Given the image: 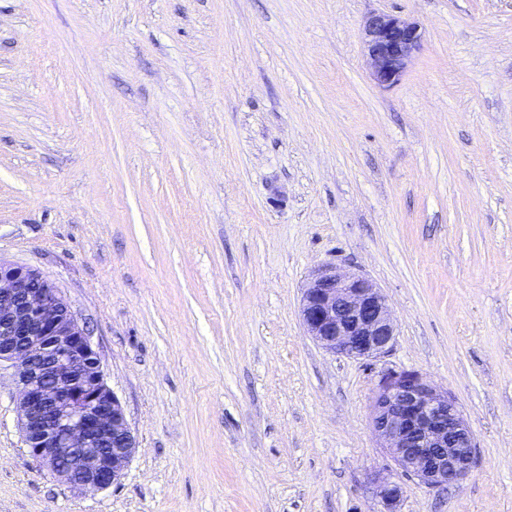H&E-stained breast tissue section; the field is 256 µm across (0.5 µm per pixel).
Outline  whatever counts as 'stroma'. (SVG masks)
I'll use <instances>...</instances> for the list:
<instances>
[{"label":"stroma","instance_id":"obj_1","mask_svg":"<svg viewBox=\"0 0 512 512\" xmlns=\"http://www.w3.org/2000/svg\"><path fill=\"white\" fill-rule=\"evenodd\" d=\"M374 11L423 34L390 88ZM0 257L62 289L138 437L108 489L57 482L0 367V512H379L403 369L479 462L400 512H512V0H0ZM326 265L387 296L389 353L307 336Z\"/></svg>","mask_w":512,"mask_h":512}]
</instances>
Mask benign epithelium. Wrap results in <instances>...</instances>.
<instances>
[{
  "mask_svg": "<svg viewBox=\"0 0 512 512\" xmlns=\"http://www.w3.org/2000/svg\"><path fill=\"white\" fill-rule=\"evenodd\" d=\"M363 51L373 81L397 84L422 47L418 25L400 15L368 14ZM300 317L326 351L357 359L388 353L397 325L384 293L366 276L327 267L304 288ZM14 370L19 428L29 454L73 489L116 483L138 448L124 406L104 380L85 324L62 290L29 266L0 259V364ZM379 446L398 472L444 491L478 464L477 443L456 399L415 370L390 371L371 403ZM381 512H398L401 481L373 476Z\"/></svg>",
  "mask_w": 512,
  "mask_h": 512,
  "instance_id": "1",
  "label": "benign epithelium"
}]
</instances>
